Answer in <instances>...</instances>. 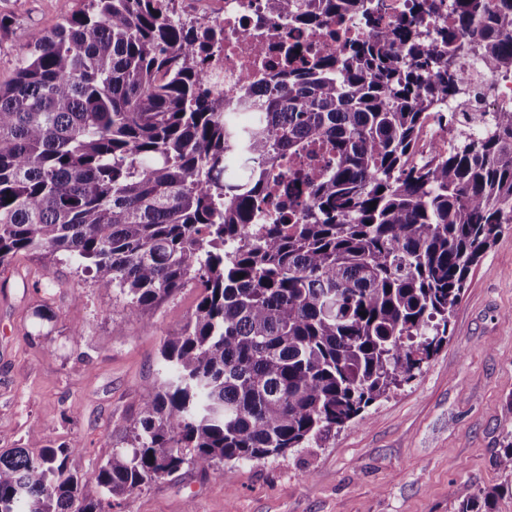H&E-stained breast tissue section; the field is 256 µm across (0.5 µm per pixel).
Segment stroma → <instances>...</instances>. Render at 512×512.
Wrapping results in <instances>:
<instances>
[{"mask_svg": "<svg viewBox=\"0 0 512 512\" xmlns=\"http://www.w3.org/2000/svg\"><path fill=\"white\" fill-rule=\"evenodd\" d=\"M78 0H0V85L29 34L62 24ZM189 285L133 318L65 256L0 265V450L79 442L81 496L131 445L142 399L162 381L159 348L194 313ZM50 309L53 320L43 319ZM512 431V224L469 272L449 338L415 377L363 418L310 447L208 472L183 469L120 498L113 512H457L456 490L505 480L494 457Z\"/></svg>", "mask_w": 512, "mask_h": 512, "instance_id": "1", "label": "stroma"}]
</instances>
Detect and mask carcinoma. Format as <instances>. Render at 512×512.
<instances>
[{"label":"carcinoma","instance_id":"carcinoma-1","mask_svg":"<svg viewBox=\"0 0 512 512\" xmlns=\"http://www.w3.org/2000/svg\"><path fill=\"white\" fill-rule=\"evenodd\" d=\"M173 2L84 0L30 33L0 85V264L59 253L134 317L203 288L161 347L132 448L95 473L100 497H78L77 444L14 448L0 512H111L186 466L309 447L414 377L512 224V110L410 161L462 91L459 59L512 73V0H447L450 23L431 27L436 0H408L387 31L384 0H267L310 31L352 16L367 34L337 53L297 45L265 97L245 78L232 101L206 87L224 29ZM249 107L263 117L242 126ZM495 465L512 478V432ZM509 490L464 485L458 512H493Z\"/></svg>","mask_w":512,"mask_h":512}]
</instances>
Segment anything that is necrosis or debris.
Returning <instances> with one entry per match:
<instances>
[{
  "label": "necrosis or debris",
  "instance_id": "4bbe7bcc",
  "mask_svg": "<svg viewBox=\"0 0 512 512\" xmlns=\"http://www.w3.org/2000/svg\"><path fill=\"white\" fill-rule=\"evenodd\" d=\"M222 11L224 48L213 66L221 79L209 81L208 86L228 98L237 93L245 80L249 81L254 97H262L266 87L261 73L285 64L287 53L296 42L305 41L315 45L318 51L329 53L364 34L363 27L352 18L329 22L316 33L292 25L271 27L264 0H223ZM464 68L474 90L476 109L495 112L503 106H512V74L495 75L493 91L488 94L483 90L486 74L483 61L469 58Z\"/></svg>",
  "mask_w": 512,
  "mask_h": 512
}]
</instances>
